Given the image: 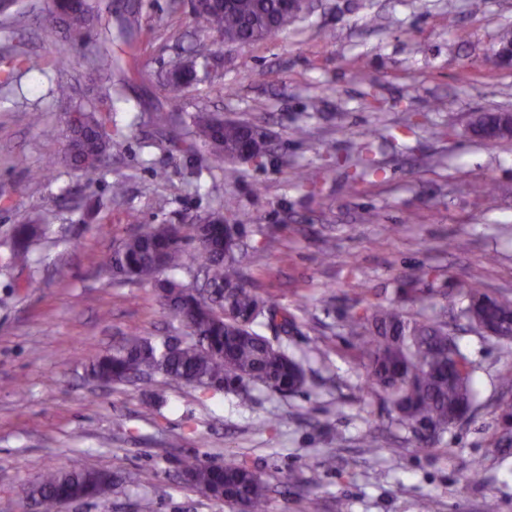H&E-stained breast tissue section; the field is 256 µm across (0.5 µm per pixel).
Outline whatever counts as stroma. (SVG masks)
<instances>
[{
  "instance_id": "1",
  "label": "stroma",
  "mask_w": 512,
  "mask_h": 512,
  "mask_svg": "<svg viewBox=\"0 0 512 512\" xmlns=\"http://www.w3.org/2000/svg\"><path fill=\"white\" fill-rule=\"evenodd\" d=\"M104 14L136 12L149 34L141 73L126 83L112 114L120 133L107 164L92 175L60 163L66 105L53 95L55 72L18 73L0 86V512H22L31 484L50 470L105 467L120 483L108 501L60 512H234L176 481L187 460L244 461L272 487L270 512H512V447L493 413L512 398V353L460 332L472 362L478 407L434 448L415 447L365 389L366 371L346 323L363 308L398 298L416 269L430 270L423 308L451 318L462 298L453 280L512 292V142H485L470 130L475 112L512 111V70L489 58L498 31L512 28V0H317L293 25L245 48L222 46L208 79L181 106L265 126L274 152L240 179L224 176L206 148L173 149L152 119L164 105L159 78L188 48L197 24L192 0H96ZM48 0H19L32 19L0 27V57L65 54L77 92L94 98L110 72L87 71L86 47L68 46L45 21ZM363 61L365 81L354 76ZM43 122L30 124L29 113ZM304 138H295L294 127ZM335 145L334 159L322 151ZM368 154L375 170L355 177ZM318 175L315 193L293 178ZM48 170L37 181L32 173ZM167 173L155 179L154 170ZM127 182L113 201L116 178ZM489 185L474 194L469 183ZM247 212L244 265L263 296L297 314L279 344L302 359L309 381L283 396L263 388L250 403L162 376L103 386L90 363L130 328L180 336L150 284L120 283L108 260L143 224L189 228L226 200ZM136 211L139 224L129 223ZM52 212L47 237L23 270L10 265L15 225ZM462 251H441L450 239ZM336 256L324 258L325 241ZM496 255L487 263V255ZM307 294L300 305L299 294ZM156 395L154 414L142 401ZM378 445H363L367 433ZM336 460L323 468L324 457Z\"/></svg>"
}]
</instances>
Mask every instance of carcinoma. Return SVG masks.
<instances>
[{
  "label": "carcinoma",
  "mask_w": 512,
  "mask_h": 512,
  "mask_svg": "<svg viewBox=\"0 0 512 512\" xmlns=\"http://www.w3.org/2000/svg\"><path fill=\"white\" fill-rule=\"evenodd\" d=\"M193 13L199 35L188 57L163 78L164 92L174 101L184 96L197 80L200 67L221 46L260 43L297 19L288 11L287 0H222L209 9L195 6ZM48 20L60 29L66 42L80 46L86 45L94 26L104 24L108 36L95 41L86 56V63L96 70H112L122 54L131 59L137 56L138 31L126 17L117 19L112 34L110 21H102L100 12L83 0H56L48 10ZM67 65L63 54L50 59L1 58L0 83H9L19 67L43 74L49 67L61 72ZM115 102L107 90L92 105L72 110L66 120V165L86 173L102 167L111 147L105 127L112 122ZM154 122L166 132L169 143L189 149L200 144L221 163L231 162L248 135L262 129L203 109L185 113L180 125L174 126L163 109L157 108ZM293 176L299 187L314 193L317 183L309 170L297 168ZM50 221V215L42 213L34 223L13 229V267H28L31 247L45 236ZM231 228L219 210L209 216L208 223L191 225L195 250L190 255L183 247L180 226L149 224L112 254L109 268L113 275L127 282L153 284L160 304L187 333L173 345L167 337L154 340L133 328L112 352L93 361L94 379L117 384L158 373L206 392H230L244 400L256 386L282 394L305 387L302 363L258 331L270 327L286 333L294 326L295 316L250 286ZM189 259L198 262L204 287L191 288L174 278L161 277L164 272L184 268ZM429 274L428 268L420 267L411 275L401 289L406 300L416 303L429 297L419 288ZM455 287L464 289L467 303L459 308V316L473 330L484 324L499 331L497 340L512 343L511 293H490L467 281L457 282ZM348 330L360 340L359 358L366 369L368 393L387 405L392 422L404 429L417 447H434L456 426L462 412L474 408V369L443 320L414 318L395 305H378L351 314ZM178 479L205 497L233 506L236 512H269V482L244 462L188 461ZM115 483L114 473L104 467L49 471L31 487L29 497L44 512H52L70 502L105 499Z\"/></svg>",
  "instance_id": "carcinoma-1"
}]
</instances>
